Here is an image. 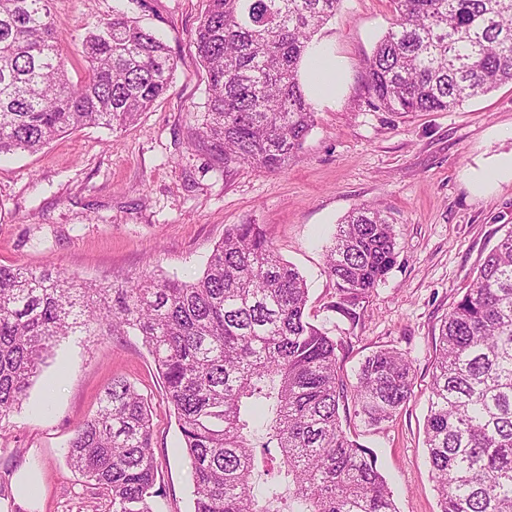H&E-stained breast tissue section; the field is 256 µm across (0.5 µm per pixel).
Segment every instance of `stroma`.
I'll list each match as a JSON object with an SVG mask.
<instances>
[{
    "mask_svg": "<svg viewBox=\"0 0 512 512\" xmlns=\"http://www.w3.org/2000/svg\"><path fill=\"white\" fill-rule=\"evenodd\" d=\"M72 80L83 42L120 12L167 44L170 90L123 130L85 127L35 154L0 159V265L55 266L101 286L143 271L199 274L230 224L265 225L277 252L307 279L306 313L341 341L339 373L391 348L412 363L414 393L399 415L367 425L345 405L344 429L373 450L398 512H439L423 425L442 318L512 227V179L481 171L512 156V84L451 112H388L371 97L366 64L393 19L388 0H341L316 39L335 56L341 88L319 107L302 150L276 173L225 165L194 142L206 100L192 35L205 0H51ZM371 205L394 226L396 261L358 323L329 308L325 271L336 226ZM134 385L152 414L156 512H191L188 461L159 369L141 339L93 325L61 339L26 398L0 419V512H112L107 496L66 462L77 427L113 379Z\"/></svg>",
    "mask_w": 512,
    "mask_h": 512,
    "instance_id": "1",
    "label": "stroma"
}]
</instances>
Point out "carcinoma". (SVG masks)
Masks as SVG:
<instances>
[{"label": "carcinoma", "mask_w": 512, "mask_h": 512, "mask_svg": "<svg viewBox=\"0 0 512 512\" xmlns=\"http://www.w3.org/2000/svg\"><path fill=\"white\" fill-rule=\"evenodd\" d=\"M341 0H206L193 34L207 79L196 138L258 172L284 168L315 121L301 66ZM51 0H0V156L36 153L95 125L137 122L170 88L175 61L122 14L85 40L73 82ZM391 27L367 66L388 112H450L512 84V0H389ZM393 225L369 205L337 225L326 255L351 322L396 257ZM303 275L261 224H232L202 274L144 273L102 287L55 268L0 265V419L27 396L56 343L93 323L142 339L161 370L191 468L193 512H397L377 457L345 433L352 397L370 425L412 397L411 362L366 356L353 394L341 344L308 320ZM440 512H512V228L485 256L435 338L424 425ZM278 449L277 471L268 453ZM68 464L112 512H155L144 398L124 379L75 431Z\"/></svg>", "instance_id": "carcinoma-1"}]
</instances>
